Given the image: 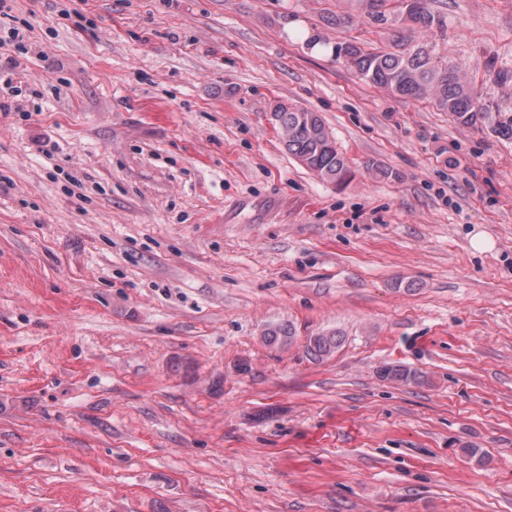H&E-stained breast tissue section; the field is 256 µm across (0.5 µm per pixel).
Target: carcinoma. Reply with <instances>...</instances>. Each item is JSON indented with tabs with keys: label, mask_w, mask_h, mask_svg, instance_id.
<instances>
[{
	"label": "carcinoma",
	"mask_w": 512,
	"mask_h": 512,
	"mask_svg": "<svg viewBox=\"0 0 512 512\" xmlns=\"http://www.w3.org/2000/svg\"><path fill=\"white\" fill-rule=\"evenodd\" d=\"M345 4L348 10L336 15L338 26L349 24L358 16L377 25L411 23L419 30L440 23L429 10L427 0H345ZM336 54L369 84L398 97L429 99L437 109L451 113L463 125L487 122L494 126L495 133L512 138V118L496 117L493 105L469 76L426 41L394 51H376L349 41L336 48ZM272 120L288 153L304 167L326 182L340 184L348 179L349 166L319 113L280 102L272 110ZM266 335V345L283 347L295 336V328L290 323H275ZM343 342V333L330 329L314 340H307L306 353L320 361L332 356ZM383 379L406 385L422 384L425 375L399 365L388 370Z\"/></svg>",
	"instance_id": "cac0c4a2"
}]
</instances>
